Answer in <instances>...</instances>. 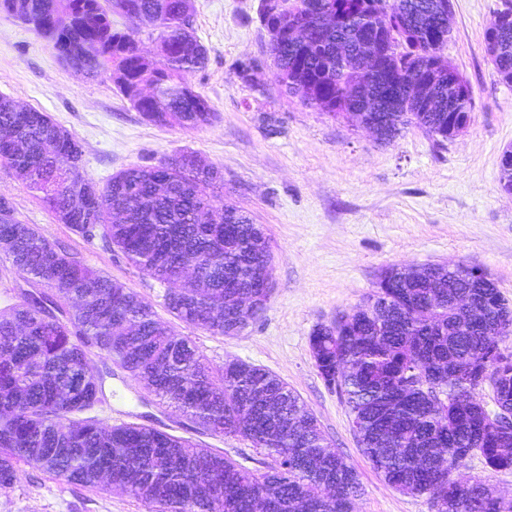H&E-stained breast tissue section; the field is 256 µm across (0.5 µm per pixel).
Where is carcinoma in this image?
<instances>
[{
	"label": "carcinoma",
	"instance_id": "obj_1",
	"mask_svg": "<svg viewBox=\"0 0 512 512\" xmlns=\"http://www.w3.org/2000/svg\"><path fill=\"white\" fill-rule=\"evenodd\" d=\"M0 0V10L51 43L68 66L96 77L112 68L120 93L147 121L198 128L215 113L186 76L206 65V49L192 32L193 0ZM312 0H259L257 13L284 92L330 116H346L350 87L375 85L379 75L354 54V32L336 27L339 0H323L314 18ZM374 21L393 32L389 67L409 79L445 59L450 28L413 31L406 15L424 14L432 0H374ZM138 20L156 44L141 49L142 30L118 28L111 15ZM300 25L312 43L288 40ZM497 73L512 83V26L485 35ZM472 110L444 89L436 108L412 104L391 113L365 112L381 124L379 140L391 142L415 125L436 142L460 135ZM82 144L45 112L0 95V163L73 232L97 236L135 267L166 286L164 304L188 326L222 335L250 326L268 297L254 278L267 261L269 241L250 215L215 207L209 191L224 189L220 170L182 151L156 165L120 171L99 187L83 166ZM85 202H74V191ZM0 238L6 258L35 291L0 310V489L17 479L20 463L53 479L92 489L112 487L149 512H354L362 486L354 468L328 449L314 415L272 372L240 361L212 365L188 336L161 323L137 292L72 257L15 215L0 198ZM422 272L392 265L376 289L333 328L319 324L310 350L325 385L345 400L363 454L385 482L410 496H428L435 512H512L505 496L483 479L468 487L451 470L478 456L493 472L512 471V431L492 421L476 400L478 386L512 411V352L491 364L485 357L512 334V307L490 278L474 279L456 266ZM92 287L87 288L85 284ZM464 292L475 311L463 313L453 295ZM244 293L255 309L231 316ZM97 373L83 386L74 377L91 356ZM352 371L336 376V365ZM117 366L160 402L212 435L240 437L267 459L259 478L222 452L143 424L112 426L79 414L102 401ZM294 423L279 435L272 422Z\"/></svg>",
	"mask_w": 512,
	"mask_h": 512
}]
</instances>
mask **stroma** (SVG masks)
<instances>
[{"mask_svg":"<svg viewBox=\"0 0 512 512\" xmlns=\"http://www.w3.org/2000/svg\"><path fill=\"white\" fill-rule=\"evenodd\" d=\"M259 0H194L193 28L208 52L188 76L216 119L197 129L146 122L110 73L90 79L67 67L44 38L0 12V95L48 113L83 146L84 168L98 184L183 150L224 175V200L264 229L274 286L261 320L235 337L187 327L164 306V285L100 239L74 235L15 172L0 163V197L52 243L150 302L158 319L191 337L216 365L237 359L288 383L316 417L332 451L342 453L363 488L355 512H434L427 497L389 487L363 454L349 411L319 376L309 336L317 324L353 311L393 264H464L485 271L512 302V195L499 186L500 156L512 148V83L490 62L485 30L512 0H452L444 50L469 81L466 131L436 144L409 126L383 143L352 117L332 118L288 96L269 57ZM255 60L254 83L236 61ZM108 401L93 411L113 425L147 424L223 451L251 469L264 457L249 442L196 432L123 371L107 381ZM0 512H147L124 493L63 484L22 464L0 490Z\"/></svg>","mask_w":512,"mask_h":512,"instance_id":"stroma-1","label":"stroma"}]
</instances>
